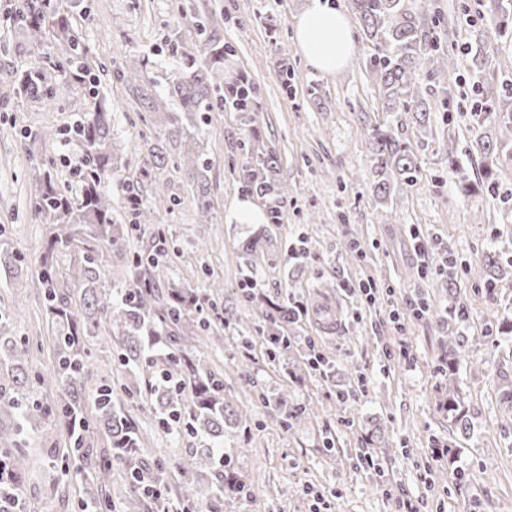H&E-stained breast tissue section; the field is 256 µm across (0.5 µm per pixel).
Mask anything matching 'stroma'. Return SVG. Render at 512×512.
<instances>
[{"label":"stroma","mask_w":512,"mask_h":512,"mask_svg":"<svg viewBox=\"0 0 512 512\" xmlns=\"http://www.w3.org/2000/svg\"><path fill=\"white\" fill-rule=\"evenodd\" d=\"M310 0H61L88 49L111 104L112 138L126 157L106 188L117 223H130L121 200L123 186L142 162L143 125L129 89L113 81L115 67L149 56L155 90L166 93L188 55L198 54L204 37L231 46L224 65L227 81L246 75L261 88L263 140L282 159L288 179V203L275 230L277 243L247 269L242 244L251 224L236 223L233 212L246 199L236 163L241 153L242 121L227 109L209 115L198 141L211 168L207 174L216 219H200L196 193L187 172L168 171L167 198H151L158 223L170 238L172 277L204 287L221 280L217 307L224 330L209 332L201 356L224 378V399L241 419L224 433V461L252 489L250 498L225 506L224 512H394L395 501L383 486L418 500L421 512H512V421L501 412L498 388L512 379V335H503V317L512 315V164L500 165L498 193L482 190L480 154L471 150L484 135L472 112L476 91L503 94L512 80V41L478 23L479 0H425L434 37L448 46L481 34L480 58L457 56L450 109L431 115L420 131L410 113L399 122L405 138L418 147V168L388 205L371 199L370 124L384 120L379 92L365 71L368 44L356 42L352 60L333 75L316 72L297 52L293 22ZM205 29H198V21ZM36 57L21 29L0 24V251L22 259V271L0 277V307L16 311V335L29 347L30 373L45 372L50 362L43 340L42 291L36 270L46 244L45 225L30 215V195L37 182L35 159L50 162L57 179L78 194L82 155L65 128L86 108L64 75L52 80L51 106L14 97L11 74L32 67ZM293 68L292 94L281 89L283 67ZM321 87V98L308 93ZM59 137L30 144L28 135L44 127ZM458 144L464 171L478 189L461 196L448 169L444 138ZM432 244L427 264H420L414 239ZM496 253L501 270L495 278L477 273L486 253ZM253 279L270 298L288 296L305 304L328 299L340 309V326L326 333L314 315H305L292 331L284 362L268 363L264 322L243 296L245 279ZM378 286L374 303H366L358 286ZM424 304L414 316L410 303ZM400 305L402 331L389 321ZM464 339L460 386L473 422L470 434L448 424L439 401L448 385L442 359L448 339ZM406 344L410 358L400 357ZM97 365L94 381L120 385L125 379L108 337L86 342ZM269 404H262L257 391ZM287 396L302 405L303 418L289 429L275 425L274 400ZM132 421L147 434L165 464L172 498L199 503L202 487L177 480V465L192 439L162 433L148 407L129 406ZM52 429L37 425L24 438L38 465L26 478L23 512H80L95 488L90 480L66 475L46 464L54 447ZM454 448L453 457L434 453ZM371 454L376 469L358 461Z\"/></svg>","instance_id":"1"}]
</instances>
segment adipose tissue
Masks as SVG:
<instances>
[{
    "instance_id": "1",
    "label": "adipose tissue",
    "mask_w": 512,
    "mask_h": 512,
    "mask_svg": "<svg viewBox=\"0 0 512 512\" xmlns=\"http://www.w3.org/2000/svg\"><path fill=\"white\" fill-rule=\"evenodd\" d=\"M295 46L309 65L323 75L344 68L354 53L351 25L340 12L321 0H311L294 24Z\"/></svg>"
}]
</instances>
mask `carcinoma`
I'll use <instances>...</instances> for the list:
<instances>
[{
  "mask_svg": "<svg viewBox=\"0 0 512 512\" xmlns=\"http://www.w3.org/2000/svg\"><path fill=\"white\" fill-rule=\"evenodd\" d=\"M363 35L371 45L366 70L380 89L382 111L411 112L415 122L429 123L435 103L448 102L454 77V58L428 31L427 15L417 0H348ZM485 11L495 33L512 37V9L505 0H485ZM10 22L24 30L39 65L20 74L13 93L28 100L53 101L49 74L68 76L76 90L88 94L92 103L77 124L66 131L50 129L34 134V139L72 134L81 150L80 195L72 197L56 182L50 168L37 164V193L30 205L35 220L47 226L48 242L42 254L37 282L44 293L46 343L52 356V369L31 376L27 370L28 350L12 336L14 314L0 310V458L5 469L0 476L6 488L19 494L31 466L22 448V436L32 425L54 417L60 423L59 434L81 460L77 471L97 485L93 503L105 509L112 501V471L128 475L125 495L127 512H144L156 505L140 494L133 468L152 454L148 438L131 422L126 412L129 400L147 392L146 403L167 435L188 426L200 439L181 464L180 475L187 481L208 480L211 509L224 512V500L241 499L249 487L237 473L220 462L224 447V426L231 412L224 403V382L200 357L191 352L200 345L196 329L210 330L206 318L212 295L220 285L208 283L204 292L190 286L168 282L162 285L167 270L166 229L156 223L152 209L139 201L137 206L124 202L133 223L118 224L112 216V198L105 189L114 173L125 169L112 141V112L99 91L101 79L92 67L87 48L76 36L71 18L61 12L58 0H16ZM201 52L206 63L186 60L182 71L172 80L167 96L153 89L145 77L149 59L126 63L115 70L141 106L143 125L155 135L142 140L143 163L136 184L160 188V174L173 169L187 171L196 183L201 220L214 219L208 198L207 172L211 162L199 150L191 130L207 120L206 113L231 107L244 119L239 142L243 160L239 167L241 188L265 200L268 224L243 242L246 266L265 245L273 242V226L280 223L288 202V180L274 149L260 146L259 122L262 105L256 83L243 78L226 84L224 57L232 48L217 40H205ZM424 68L434 79L442 99L434 101L431 91L417 81V70ZM481 123L496 129L495 136L476 141L483 162L486 188L496 185V172L502 160L512 162V99L503 95L477 102ZM371 199L386 203L393 189L412 180L418 157L411 144L394 129L379 123L370 133ZM456 174L458 191L468 196L478 189L463 168L450 160ZM152 230V245L137 251L127 250L130 238L139 228ZM120 256L126 267L122 286L107 289L104 282L112 256ZM67 258L66 269L61 259ZM247 301L258 304L269 339L267 357L275 362L288 352L290 326L296 320V308L286 299H270L252 289ZM105 334L114 338L122 350L120 364L132 377L141 370L144 351L156 346L161 354L150 360L152 379L145 388L116 389L102 384L90 385L93 372L84 339ZM463 352L460 338L448 339L444 371L448 373V394L442 408L448 422L467 434L471 424L465 398L458 386L457 374ZM55 388L56 405L40 403L39 394Z\"/></svg>",
  "mask_w": 512,
  "mask_h": 512,
  "instance_id": "cac0c4a2",
  "label": "carcinoma"
}]
</instances>
